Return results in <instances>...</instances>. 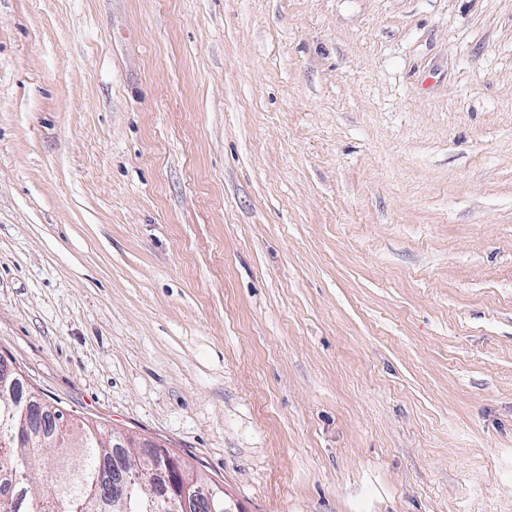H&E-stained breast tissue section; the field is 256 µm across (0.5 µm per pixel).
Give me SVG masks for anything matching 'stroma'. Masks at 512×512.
<instances>
[{"label": "stroma", "mask_w": 512, "mask_h": 512, "mask_svg": "<svg viewBox=\"0 0 512 512\" xmlns=\"http://www.w3.org/2000/svg\"><path fill=\"white\" fill-rule=\"evenodd\" d=\"M0 357L245 512H512V0H0Z\"/></svg>", "instance_id": "35a3bbf8"}]
</instances>
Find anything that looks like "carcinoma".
<instances>
[{"label": "carcinoma", "mask_w": 512, "mask_h": 512, "mask_svg": "<svg viewBox=\"0 0 512 512\" xmlns=\"http://www.w3.org/2000/svg\"><path fill=\"white\" fill-rule=\"evenodd\" d=\"M37 416L33 403L0 407V472L12 471L14 480L10 495L0 493V512H147L148 498L137 483L121 503L101 500L112 489V458L125 456L132 472L136 462L131 449L112 447L97 427L69 423L67 438H57L52 430L46 435L47 446L37 438L25 448L16 447L14 425H33ZM186 468L214 491L213 500H202L194 512H219L224 490L191 465Z\"/></svg>", "instance_id": "obj_1"}]
</instances>
